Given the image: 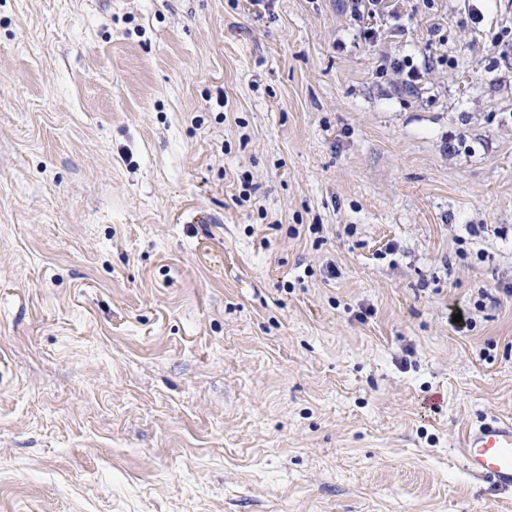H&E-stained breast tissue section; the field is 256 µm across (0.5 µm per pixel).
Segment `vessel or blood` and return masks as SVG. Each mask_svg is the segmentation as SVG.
Masks as SVG:
<instances>
[{
  "instance_id": "b4317fda",
  "label": "vessel or blood",
  "mask_w": 512,
  "mask_h": 512,
  "mask_svg": "<svg viewBox=\"0 0 512 512\" xmlns=\"http://www.w3.org/2000/svg\"><path fill=\"white\" fill-rule=\"evenodd\" d=\"M459 451L471 474L512 487V419L493 417L469 427Z\"/></svg>"
}]
</instances>
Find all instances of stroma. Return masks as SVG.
Segmentation results:
<instances>
[{
	"instance_id": "35a3bbf8",
	"label": "stroma",
	"mask_w": 512,
	"mask_h": 512,
	"mask_svg": "<svg viewBox=\"0 0 512 512\" xmlns=\"http://www.w3.org/2000/svg\"><path fill=\"white\" fill-rule=\"evenodd\" d=\"M492 416L512 0H0V512H512ZM459 452L471 474L512 487V419L492 417L469 427Z\"/></svg>"
}]
</instances>
